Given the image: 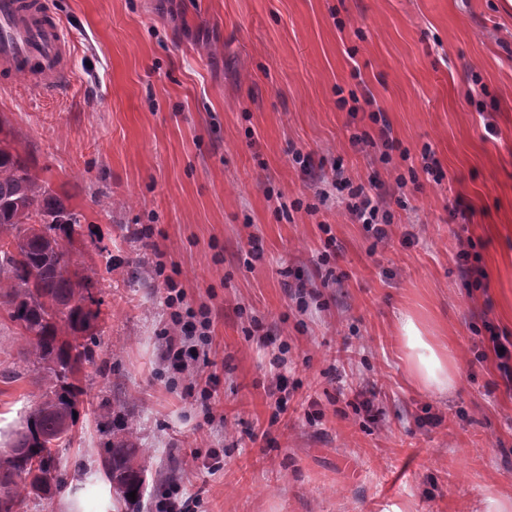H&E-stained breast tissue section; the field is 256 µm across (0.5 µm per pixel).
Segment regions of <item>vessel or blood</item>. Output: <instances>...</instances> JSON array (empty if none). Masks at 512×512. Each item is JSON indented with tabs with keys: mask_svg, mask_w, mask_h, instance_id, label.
Returning <instances> with one entry per match:
<instances>
[{
	"mask_svg": "<svg viewBox=\"0 0 512 512\" xmlns=\"http://www.w3.org/2000/svg\"><path fill=\"white\" fill-rule=\"evenodd\" d=\"M70 42L42 0H0V74L22 75L53 93L68 78Z\"/></svg>",
	"mask_w": 512,
	"mask_h": 512,
	"instance_id": "obj_1",
	"label": "vessel or blood"
}]
</instances>
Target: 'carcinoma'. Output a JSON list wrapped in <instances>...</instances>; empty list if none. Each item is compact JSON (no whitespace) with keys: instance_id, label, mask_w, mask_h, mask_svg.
<instances>
[{"instance_id":"obj_1","label":"carcinoma","mask_w":512,"mask_h":512,"mask_svg":"<svg viewBox=\"0 0 512 512\" xmlns=\"http://www.w3.org/2000/svg\"><path fill=\"white\" fill-rule=\"evenodd\" d=\"M80 215L52 194L47 181L14 142L0 138V311L30 347L27 371L42 393L25 416V431L0 451V512H20L27 497L60 489L55 447L77 422L81 388L74 383L94 359L93 331L105 278L92 266L69 272ZM124 439L104 449L103 473L115 493L131 502L145 484L144 450L137 425L122 420Z\"/></svg>"}]
</instances>
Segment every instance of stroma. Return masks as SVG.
Wrapping results in <instances>:
<instances>
[{"instance_id":"stroma-1","label":"stroma","mask_w":512,"mask_h":512,"mask_svg":"<svg viewBox=\"0 0 512 512\" xmlns=\"http://www.w3.org/2000/svg\"><path fill=\"white\" fill-rule=\"evenodd\" d=\"M43 2L67 30L70 80L42 94L0 79V133L80 213L78 265L108 276L74 437L56 449L65 484L22 512H155L153 485L128 504L99 468L123 436L118 414L135 419L149 472L201 495L198 512H477L485 494L512 499V381L488 341L492 327L512 339V0ZM427 146L439 177L420 171ZM337 165L378 182L395 215L387 239L340 193L318 199ZM144 225L151 238L134 237ZM463 248L480 286L456 261ZM168 276L211 311L210 426L163 358ZM300 280L318 295L305 311L290 291ZM405 309L453 350L450 393L409 382ZM280 374L296 392L276 419L267 390ZM38 394L30 377L0 381V448ZM265 429L264 448L252 436Z\"/></svg>"}]
</instances>
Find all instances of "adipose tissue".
I'll use <instances>...</instances> for the list:
<instances>
[{
    "instance_id": "1",
    "label": "adipose tissue",
    "mask_w": 512,
    "mask_h": 512,
    "mask_svg": "<svg viewBox=\"0 0 512 512\" xmlns=\"http://www.w3.org/2000/svg\"><path fill=\"white\" fill-rule=\"evenodd\" d=\"M398 330L409 379L433 393L454 390L457 379L447 346L432 342L420 319L409 311L399 314Z\"/></svg>"
}]
</instances>
